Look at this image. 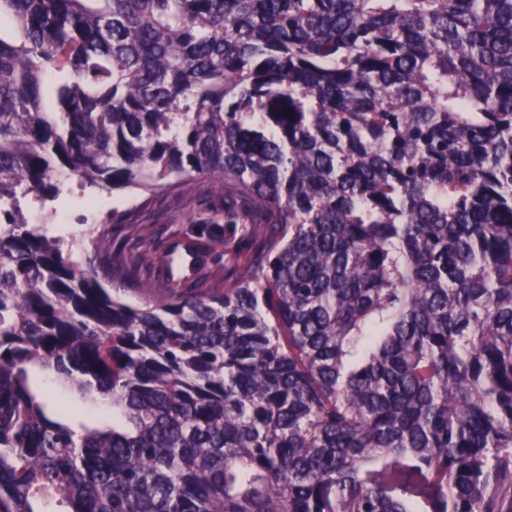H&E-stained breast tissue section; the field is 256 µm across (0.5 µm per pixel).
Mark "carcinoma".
<instances>
[{
  "mask_svg": "<svg viewBox=\"0 0 512 512\" xmlns=\"http://www.w3.org/2000/svg\"><path fill=\"white\" fill-rule=\"evenodd\" d=\"M72 179L265 233L134 307ZM0 512H512V0H0Z\"/></svg>",
  "mask_w": 512,
  "mask_h": 512,
  "instance_id": "carcinoma-1",
  "label": "carcinoma"
}]
</instances>
